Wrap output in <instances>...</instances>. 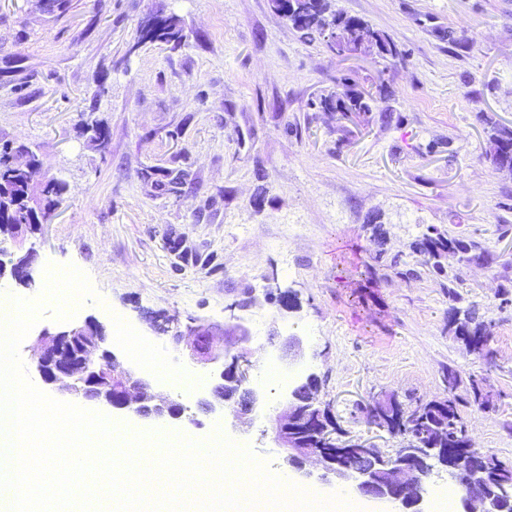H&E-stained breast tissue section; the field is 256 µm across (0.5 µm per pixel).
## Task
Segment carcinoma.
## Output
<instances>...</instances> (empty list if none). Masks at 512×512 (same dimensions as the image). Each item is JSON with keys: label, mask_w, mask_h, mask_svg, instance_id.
<instances>
[{"label": "carcinoma", "mask_w": 512, "mask_h": 512, "mask_svg": "<svg viewBox=\"0 0 512 512\" xmlns=\"http://www.w3.org/2000/svg\"><path fill=\"white\" fill-rule=\"evenodd\" d=\"M299 9L288 12L291 0H282L278 9L284 11L288 23L293 29L310 40H324V32L337 26L356 28L355 36L349 40L351 50L356 51L367 41L379 48L378 56L396 59L400 51L384 33L374 29L365 19L358 16L338 13L330 8L327 0H297ZM149 22L156 26V35L152 41L178 45L184 35L179 22L172 15L155 14ZM376 98L370 91H356L344 79L336 81V93L322 96L312 102V106L326 111L339 109L347 121L355 120L373 112ZM490 132V139L496 146L490 158L492 165L506 176H512V130L500 126L493 118L483 117ZM23 150V147L16 148ZM4 146L0 148V193L7 191L14 196L13 206L0 211V222L7 224H43L51 220L56 208L63 201L66 183L54 179L40 178L42 163L39 160L20 168L13 164L12 154L16 150ZM37 184L44 199V205L38 212L30 210L24 201L27 188ZM411 250L418 255L421 264L432 269L437 275L448 279V300L452 302L448 310V332L461 340L469 352L486 357L488 326L478 312L477 304L468 300L459 290L458 278L447 270L442 257L445 254H457L460 260L471 263L490 264L491 253L481 243L465 241L444 233L435 227L412 242ZM445 389L441 397H436L409 407L394 393L375 401L370 406L371 416L389 420L388 432L402 437V441L441 439L443 446L453 455H464L460 471L453 475L459 488H464L467 473L474 468L489 470L495 480L512 481V466L501 462L496 456L481 452L467 451L470 439L461 416V405H469L479 412H489L495 408L493 395L483 393L484 387L477 381L470 383L466 397L457 395L460 386L458 374L448 369L444 375Z\"/></svg>", "instance_id": "cac0c4a2"}]
</instances>
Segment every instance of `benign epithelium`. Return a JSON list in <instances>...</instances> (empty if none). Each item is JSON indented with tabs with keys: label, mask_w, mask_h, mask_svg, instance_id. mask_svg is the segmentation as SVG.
I'll return each instance as SVG.
<instances>
[{
	"label": "benign epithelium",
	"mask_w": 512,
	"mask_h": 512,
	"mask_svg": "<svg viewBox=\"0 0 512 512\" xmlns=\"http://www.w3.org/2000/svg\"><path fill=\"white\" fill-rule=\"evenodd\" d=\"M10 238L16 249L23 252L24 262L17 267L1 261L0 278L29 286L35 251L25 248L28 234L23 226H16ZM239 309L241 305L235 302L225 306L233 327L231 348L215 344L200 325L186 326L194 332L189 359L200 364L222 363L208 398L200 400L198 406L207 413L220 411L235 421L251 415L262 401L259 391L251 386L254 367L251 334L236 315ZM155 330L176 345L185 336L181 325L174 321L158 324ZM40 344L37 369L48 386H57L140 420L180 419L185 414L180 402L158 395L149 380L118 360L106 345L103 326L94 320L53 335L45 333ZM280 344L287 364H298L303 356V338L291 333L280 337ZM322 414H328L327 409L318 392L308 389L304 380L295 382L281 400L274 442L288 452L289 466L302 478L342 482L359 497L400 506L405 512H424L427 480L434 467L438 465L450 473L458 471L457 461L448 458V449L438 448L430 441L407 442L400 449L403 458L399 462L369 442L342 440L333 434L324 435L328 448H310L308 434ZM345 448L355 453L351 465H344L338 459ZM313 456L322 460V471L306 469V461ZM490 482L486 470L468 473L467 486L460 497L461 512H512V485L501 482L490 488Z\"/></svg>",
	"instance_id": "benign-epithelium-1"
}]
</instances>
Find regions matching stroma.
I'll list each match as a JSON object with an SVG mask.
<instances>
[{"label": "stroma", "mask_w": 512, "mask_h": 512, "mask_svg": "<svg viewBox=\"0 0 512 512\" xmlns=\"http://www.w3.org/2000/svg\"><path fill=\"white\" fill-rule=\"evenodd\" d=\"M45 2L0 0V145H25L42 176L68 189L28 241L32 286L0 280V301L38 297L47 264L80 269L98 298L74 321L97 320L117 355L184 405L164 429L197 440L222 431L280 476L293 474L271 440L283 380L315 374L346 438L391 455L401 441L372 425L371 396L435 398L449 365L499 395L497 411L469 414L468 435L512 463V306L497 297L512 290V177L491 165L481 120L512 128V0H330L387 34L394 61L336 56L269 0H70L63 12ZM159 11L178 18L180 46L141 40ZM343 75L384 87L368 122L310 109ZM92 120L109 130L103 146L88 141ZM429 226L495 257L487 267L446 260L491 323L495 368L448 332L441 280L410 249ZM394 256L400 265L387 267ZM288 290L297 311L275 301ZM244 300L251 384L264 401L242 428L198 408L219 365L189 362L154 323L194 320L220 337L225 305ZM53 311L46 304L19 348L38 387L39 334L65 328ZM119 322L159 369L132 355ZM291 332L305 350L293 367L279 342ZM174 373L199 383L178 388Z\"/></svg>", "instance_id": "stroma-1"}]
</instances>
